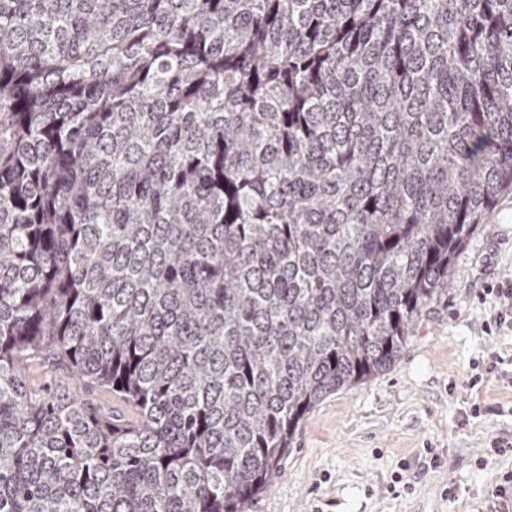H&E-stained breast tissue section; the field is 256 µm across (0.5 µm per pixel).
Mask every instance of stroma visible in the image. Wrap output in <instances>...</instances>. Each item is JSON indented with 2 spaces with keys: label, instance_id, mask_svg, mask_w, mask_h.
I'll return each instance as SVG.
<instances>
[{
  "label": "stroma",
  "instance_id": "1",
  "mask_svg": "<svg viewBox=\"0 0 512 512\" xmlns=\"http://www.w3.org/2000/svg\"><path fill=\"white\" fill-rule=\"evenodd\" d=\"M448 293L390 369L330 395L251 512H484L512 455V330L486 292L512 277V192L457 253ZM479 414H472V406ZM402 475L410 490L394 487Z\"/></svg>",
  "mask_w": 512,
  "mask_h": 512
}]
</instances>
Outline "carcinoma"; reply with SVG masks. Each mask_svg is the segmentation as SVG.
I'll list each match as a JSON object with an SVG mask.
<instances>
[{"mask_svg": "<svg viewBox=\"0 0 512 512\" xmlns=\"http://www.w3.org/2000/svg\"><path fill=\"white\" fill-rule=\"evenodd\" d=\"M507 189L512 0H0V512H250Z\"/></svg>", "mask_w": 512, "mask_h": 512, "instance_id": "obj_1", "label": "carcinoma"}]
</instances>
